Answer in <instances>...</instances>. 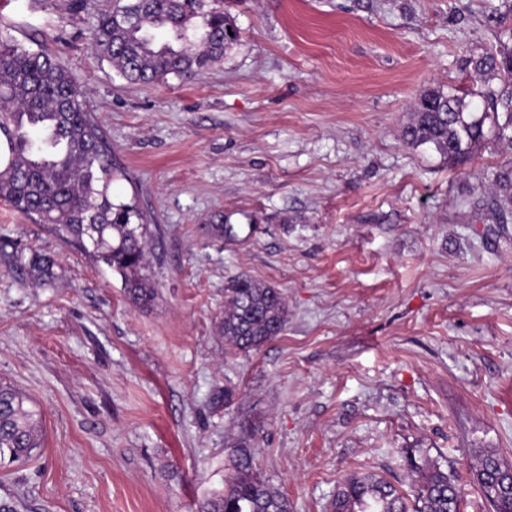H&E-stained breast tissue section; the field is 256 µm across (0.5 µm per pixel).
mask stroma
<instances>
[{
    "label": "stroma",
    "mask_w": 512,
    "mask_h": 512,
    "mask_svg": "<svg viewBox=\"0 0 512 512\" xmlns=\"http://www.w3.org/2000/svg\"><path fill=\"white\" fill-rule=\"evenodd\" d=\"M6 2L0 30L86 91L124 173L112 197L150 226L155 299L0 201V238L56 262L42 285L0 252V382L43 430L0 467V512H198L242 442L291 512H329L352 474L416 496L431 464L459 512H493L471 451L512 462V223L488 206L512 149L454 164L403 128L426 90L474 88L469 58L512 47V0H224L238 45L154 84L92 47L113 0ZM239 276L288 309L250 353L219 330Z\"/></svg>",
    "instance_id": "stroma-1"
}]
</instances>
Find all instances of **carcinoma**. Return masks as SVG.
Returning <instances> with one entry per match:
<instances>
[{
  "label": "carcinoma",
  "mask_w": 512,
  "mask_h": 512,
  "mask_svg": "<svg viewBox=\"0 0 512 512\" xmlns=\"http://www.w3.org/2000/svg\"><path fill=\"white\" fill-rule=\"evenodd\" d=\"M219 0H123L99 18L92 40L100 57L121 76L158 83L195 79L221 61L239 40L228 34ZM481 90L461 94L432 88L413 104L403 138L432 146L450 161L471 156L489 139L512 144V49L468 60ZM482 100V106L472 97ZM120 169L86 107V92L64 64L31 51L0 31V201L75 247L99 268L118 275L130 301L154 300L149 276L151 231L131 203L114 201L112 182ZM491 211L496 223L512 222V162L492 178ZM46 284L54 261L37 251L25 263ZM287 323L281 291L248 278L224 289L221 332L230 347L250 352L280 336ZM42 416L28 396L0 383V462L23 463L41 447ZM224 491L199 512H290L288 499L252 471L251 458L235 459ZM475 478L493 512H512V464L497 452L475 451ZM459 488L432 467L421 474L415 504L375 475H351L334 495L330 512H458Z\"/></svg>",
  "instance_id": "carcinoma-1"
}]
</instances>
